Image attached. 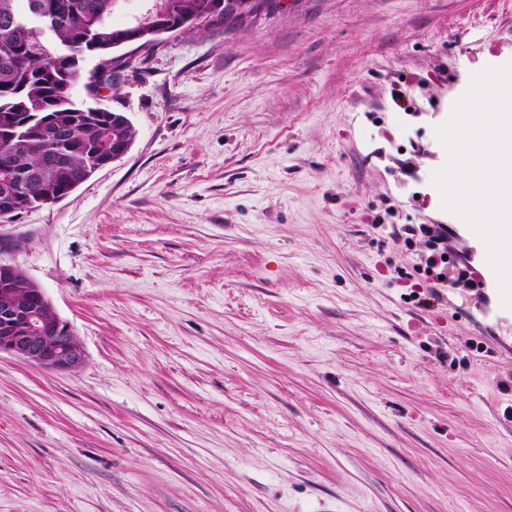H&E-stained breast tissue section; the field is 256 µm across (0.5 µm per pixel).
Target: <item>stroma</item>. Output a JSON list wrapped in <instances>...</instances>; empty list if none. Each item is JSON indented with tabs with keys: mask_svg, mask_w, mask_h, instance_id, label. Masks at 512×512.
I'll use <instances>...</instances> for the list:
<instances>
[{
	"mask_svg": "<svg viewBox=\"0 0 512 512\" xmlns=\"http://www.w3.org/2000/svg\"><path fill=\"white\" fill-rule=\"evenodd\" d=\"M512 0H263L98 103L129 152L0 227L83 364L0 354V512H512V311L412 289Z\"/></svg>",
	"mask_w": 512,
	"mask_h": 512,
	"instance_id": "obj_1",
	"label": "stroma"
}]
</instances>
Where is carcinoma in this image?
Masks as SVG:
<instances>
[{"label": "carcinoma", "instance_id": "obj_1", "mask_svg": "<svg viewBox=\"0 0 512 512\" xmlns=\"http://www.w3.org/2000/svg\"><path fill=\"white\" fill-rule=\"evenodd\" d=\"M123 0H0V209L19 213L68 196L112 157V143L130 137L121 112L75 98L88 57L106 58L134 32L144 41L194 33L201 22L234 11L224 0H142L148 4L123 26L112 16ZM39 15L52 43L33 37L28 16Z\"/></svg>", "mask_w": 512, "mask_h": 512}]
</instances>
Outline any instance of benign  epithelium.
I'll list each match as a JSON object with an SVG mask.
<instances>
[{"label": "benign epithelium", "mask_w": 512, "mask_h": 512, "mask_svg": "<svg viewBox=\"0 0 512 512\" xmlns=\"http://www.w3.org/2000/svg\"><path fill=\"white\" fill-rule=\"evenodd\" d=\"M25 287H19V284ZM48 370H72L84 354L71 324L26 271L0 260V353Z\"/></svg>", "instance_id": "obj_1"}]
</instances>
